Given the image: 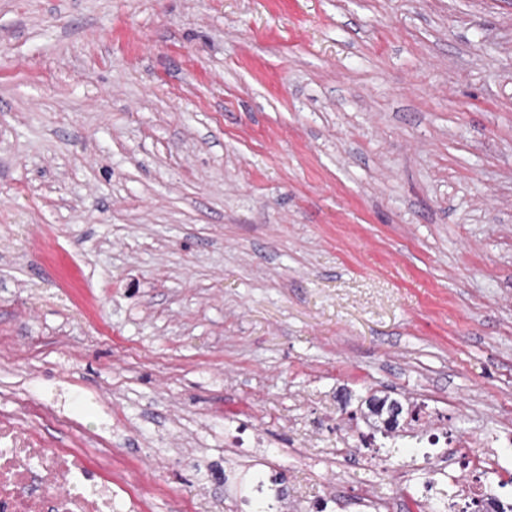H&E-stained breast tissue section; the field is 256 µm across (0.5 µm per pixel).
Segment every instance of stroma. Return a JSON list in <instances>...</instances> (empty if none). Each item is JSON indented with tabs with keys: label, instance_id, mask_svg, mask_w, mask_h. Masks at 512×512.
<instances>
[{
	"label": "stroma",
	"instance_id": "obj_1",
	"mask_svg": "<svg viewBox=\"0 0 512 512\" xmlns=\"http://www.w3.org/2000/svg\"><path fill=\"white\" fill-rule=\"evenodd\" d=\"M426 397L512 470V0H0V411L143 512H359Z\"/></svg>",
	"mask_w": 512,
	"mask_h": 512
}]
</instances>
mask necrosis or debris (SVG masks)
Instances as JSON below:
<instances>
[{
  "mask_svg": "<svg viewBox=\"0 0 512 512\" xmlns=\"http://www.w3.org/2000/svg\"><path fill=\"white\" fill-rule=\"evenodd\" d=\"M420 445L441 449L443 466L456 471L457 503L477 504L481 512H512V499L488 496L473 461L459 456L460 449L483 447L481 438L425 428ZM0 512H136V506L119 498L111 478L92 472L84 451L48 447L37 433L1 417Z\"/></svg>",
  "mask_w": 512,
  "mask_h": 512,
  "instance_id": "1",
  "label": "necrosis or debris"
}]
</instances>
